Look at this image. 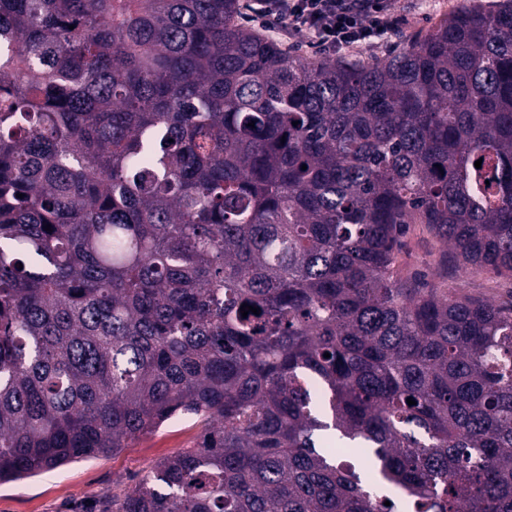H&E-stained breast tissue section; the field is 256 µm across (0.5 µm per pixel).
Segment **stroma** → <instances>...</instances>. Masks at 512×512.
I'll return each mask as SVG.
<instances>
[{"label":"stroma","mask_w":512,"mask_h":512,"mask_svg":"<svg viewBox=\"0 0 512 512\" xmlns=\"http://www.w3.org/2000/svg\"><path fill=\"white\" fill-rule=\"evenodd\" d=\"M463 0H389L402 24L397 33L373 39L370 45L339 52L342 60L382 56L402 40L428 29L456 11ZM442 246L425 225H411L402 238L399 267L403 276L422 279L427 287L477 296L496 304L512 302V278L490 273L460 275L442 271ZM201 427L178 416L143 435L114 456L81 461L38 477L0 485V512H102L112 495L130 490L159 460L193 447Z\"/></svg>","instance_id":"stroma-1"}]
</instances>
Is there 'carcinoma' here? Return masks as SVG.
<instances>
[{"label": "carcinoma", "mask_w": 512, "mask_h": 512, "mask_svg": "<svg viewBox=\"0 0 512 512\" xmlns=\"http://www.w3.org/2000/svg\"><path fill=\"white\" fill-rule=\"evenodd\" d=\"M245 8L0 0V484L187 414L103 512H512V305L396 268L512 277V0L355 62ZM401 240L398 258L403 276L421 278L426 288H446L448 292L477 296L496 304L512 302V278L509 276L477 273L462 277L448 264L447 280L439 264L443 248L424 224H411Z\"/></svg>", "instance_id": "1"}]
</instances>
